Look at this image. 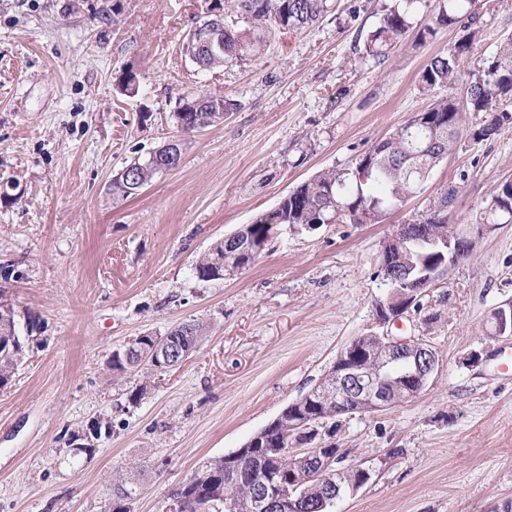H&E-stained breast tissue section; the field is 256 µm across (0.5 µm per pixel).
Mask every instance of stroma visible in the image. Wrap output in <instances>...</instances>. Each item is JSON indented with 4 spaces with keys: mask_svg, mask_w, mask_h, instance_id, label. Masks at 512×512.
<instances>
[{
    "mask_svg": "<svg viewBox=\"0 0 512 512\" xmlns=\"http://www.w3.org/2000/svg\"><path fill=\"white\" fill-rule=\"evenodd\" d=\"M386 2L334 0L316 26L272 33L260 57L202 73L181 45L204 0H0V287L37 326L0 388V512H101L132 461L142 467L132 512H163L201 461L240 448L318 384L341 348L386 329L426 340L439 364L413 400L338 419L333 443L371 478L333 512L512 504V337L490 324L512 304V224L479 238L422 311L386 328L374 308L387 290L384 237L450 189V223H474L512 177V129L480 143L460 136L384 223L279 224L252 265L216 281L194 275L215 241L427 108L420 74L462 31L440 29L422 46L410 32L388 62L362 60ZM471 10L481 32L459 99L512 36V0H472ZM128 67L133 96L115 79ZM200 89L239 110L182 136L178 168L113 200V176L178 135L175 102ZM186 321L204 337L180 367L107 370L130 339ZM95 424L92 449L77 450Z\"/></svg>",
    "mask_w": 512,
    "mask_h": 512,
    "instance_id": "stroma-1",
    "label": "stroma"
}]
</instances>
